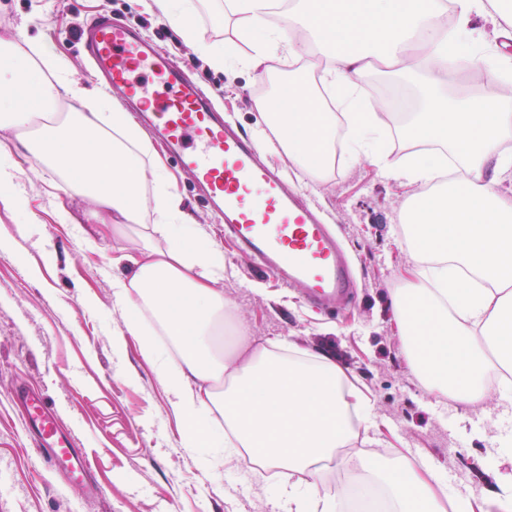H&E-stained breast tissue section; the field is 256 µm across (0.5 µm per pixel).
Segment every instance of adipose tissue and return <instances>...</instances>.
I'll list each match as a JSON object with an SVG mask.
<instances>
[{
	"label": "adipose tissue",
	"mask_w": 512,
	"mask_h": 512,
	"mask_svg": "<svg viewBox=\"0 0 512 512\" xmlns=\"http://www.w3.org/2000/svg\"><path fill=\"white\" fill-rule=\"evenodd\" d=\"M143 2L184 41L197 42L208 59L223 64L222 51L197 41L194 0ZM226 4L243 35L265 34L253 39L241 60L245 68L266 73L281 58H302L307 43L321 46L327 64L319 78L350 112L355 151L370 154L389 180L427 185L405 214L429 261L417 280L394 294L404 348L431 392L463 405L482 403L491 363L512 369V194L499 189L512 171V92L502 85L503 74L512 72L506 51L512 0H292L284 12L274 0ZM487 17L496 25L492 43L474 27ZM415 46L425 49L427 63L406 74L423 96L411 130L442 145L467 173L466 182H440L443 155L397 158L377 147L382 133L377 114L361 97L362 79L371 61L396 68ZM34 49L44 56L42 68L64 67V59L43 44ZM489 57L497 65L487 70L481 95H448L449 59L474 67ZM42 68L26 56H0V124L16 130L20 147L52 169L66 193L94 200V209L80 219L96 226L98 235L141 223L149 212L153 234L185 240L164 251L145 248L131 258L128 273L112 281L126 329L115 344L138 341L186 424L181 448L200 454L217 408L224 411L225 446L242 449L245 461L264 469L305 472L348 445L353 431L346 398L355 389L342 367L328 356L290 358L260 345L246 354L217 347L226 308L217 286L223 252L181 211L132 116L105 91L65 78L46 81ZM25 89L38 93L43 107L60 97L79 107L44 124L34 139L27 133L35 114L22 100ZM256 108L259 141L276 139L300 181L323 180L336 137L335 113L324 111L299 84L277 99L257 100ZM147 314L179 348L178 359L158 355L143 334ZM218 379L226 383L224 392L210 386ZM365 468L372 481L388 488L392 512H445L441 471L420 454L402 453L391 464L371 460ZM354 494L344 486L332 498L320 493L317 482L291 483L280 486L271 512H337L338 498ZM460 512H512V472L497 473L491 489L461 499Z\"/></svg>",
	"instance_id": "1"
}]
</instances>
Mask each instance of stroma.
I'll use <instances>...</instances> for the list:
<instances>
[{
  "label": "stroma",
  "instance_id": "35a3bbf8",
  "mask_svg": "<svg viewBox=\"0 0 512 512\" xmlns=\"http://www.w3.org/2000/svg\"><path fill=\"white\" fill-rule=\"evenodd\" d=\"M219 0H203L196 28L223 48L229 61L217 67L184 42L141 0H0V44L30 51L35 41L68 63L67 76L87 86L81 44L70 31L98 14L131 24L189 71L246 133L258 120L257 73L238 65L249 51L233 19H219ZM16 133L0 126V167L13 172V188L25 200L0 205V225L26 255L0 251V512H269L277 484L298 473L278 471V483L259 476L238 452L211 449L212 467L200 470L178 445L182 420L136 341L126 352L112 346L125 314L112 295L114 258L138 253L145 229L135 225L87 249L84 234L59 223L61 209L82 215L88 198L65 195L57 176L16 147ZM170 190L211 244L224 253L219 282L230 320L245 326L253 344L271 349L294 342L314 354L333 355L350 381L370 400L367 427L357 428L363 447L380 449L393 462L411 450L433 461L445 476L441 492L455 500L486 487L501 469L512 442L511 391H488L485 401L464 407L432 393L410 364L393 310L396 288L419 269L411 235L399 216L420 185L386 179L361 155L337 162L329 177L300 186L344 238L360 288L354 303L330 315L282 288L224 237L205 196L172 160H165ZM45 397L61 428L77 436L91 463L89 479L46 466L28 448L23 407L11 398L15 385Z\"/></svg>",
  "mask_w": 512,
  "mask_h": 512
}]
</instances>
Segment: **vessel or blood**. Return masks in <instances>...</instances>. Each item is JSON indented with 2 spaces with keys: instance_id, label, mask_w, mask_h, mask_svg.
I'll use <instances>...</instances> for the list:
<instances>
[{
  "instance_id": "b4317fda",
  "label": "vessel or blood",
  "mask_w": 512,
  "mask_h": 512,
  "mask_svg": "<svg viewBox=\"0 0 512 512\" xmlns=\"http://www.w3.org/2000/svg\"><path fill=\"white\" fill-rule=\"evenodd\" d=\"M77 38L93 72L120 90L159 133L177 166L220 209L225 232L264 273L300 289L308 303L326 311L354 297L358 283L330 226L278 170L261 162L257 141L226 123L187 72L159 56L136 29L108 16L90 21ZM155 76L163 79L166 93H156ZM13 397L27 406L23 426L43 461L85 475L87 457L46 403L24 388Z\"/></svg>"
}]
</instances>
